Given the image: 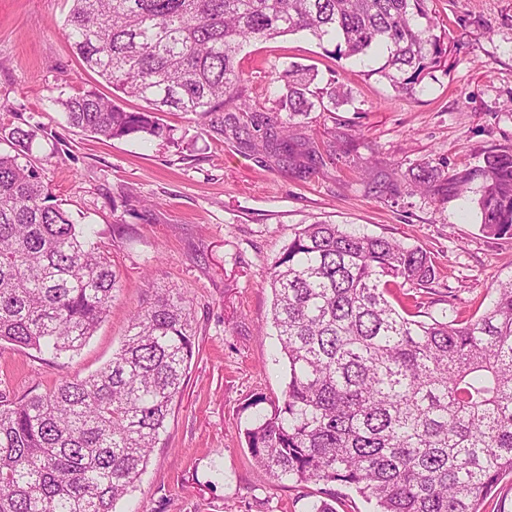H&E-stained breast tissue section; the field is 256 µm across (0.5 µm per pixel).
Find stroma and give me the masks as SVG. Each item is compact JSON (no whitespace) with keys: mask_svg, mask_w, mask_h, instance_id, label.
Segmentation results:
<instances>
[{"mask_svg":"<svg viewBox=\"0 0 512 512\" xmlns=\"http://www.w3.org/2000/svg\"><path fill=\"white\" fill-rule=\"evenodd\" d=\"M70 0H0V128L36 133L31 161L74 223L91 226L113 256L122 288L74 357L0 344V395L43 393L84 376L118 348L147 282L189 297L197 326L188 385L135 491L116 512H309L321 484L271 483L255 472L244 429L283 400L268 286L275 261L320 221L426 251L437 270L423 309L465 314L489 305L512 276V235L483 231L472 193L440 202L410 184L425 164L461 169L512 148V0H431L444 31L439 63L414 94L380 75L382 54L335 56L306 34L253 40L237 61L251 99L274 118L288 64L314 69L335 103L291 122L311 150L290 164L235 138L202 133L194 115L163 119L175 143L104 140L69 127L60 95L112 88L85 67L67 37ZM259 399L250 409L251 399Z\"/></svg>","mask_w":512,"mask_h":512,"instance_id":"1","label":"stroma"}]
</instances>
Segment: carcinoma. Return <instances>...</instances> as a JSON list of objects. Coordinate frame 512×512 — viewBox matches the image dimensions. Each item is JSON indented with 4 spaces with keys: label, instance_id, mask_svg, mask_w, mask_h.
Segmentation results:
<instances>
[{
    "label": "carcinoma",
    "instance_id": "1",
    "mask_svg": "<svg viewBox=\"0 0 512 512\" xmlns=\"http://www.w3.org/2000/svg\"><path fill=\"white\" fill-rule=\"evenodd\" d=\"M429 0H72L65 26L75 53L122 94L126 111L88 89L55 103L66 123L105 139H170L165 112L191 113L202 130L238 139L232 103L250 114L251 148L281 161L296 154L290 122L320 95L288 66L277 76L285 120L274 126L243 95L236 57L252 39L307 32L363 60L412 92L439 62ZM0 152V342L79 351L120 291L109 253L39 179L35 131L9 130ZM416 187L447 197L477 184L483 230L512 234V148L462 170L422 166ZM436 279L420 247L315 223L274 264L272 319L288 361L282 404L258 414L245 438L262 481L339 484L376 512H480L512 475V277L468 318H408L389 286L418 291ZM190 299L154 294L131 315L120 347L86 376L18 402L0 400V512H115L150 461L182 394L196 352Z\"/></svg>",
    "mask_w": 512,
    "mask_h": 512
}]
</instances>
